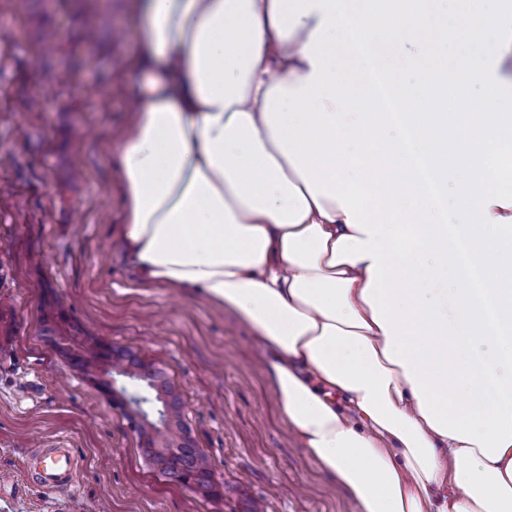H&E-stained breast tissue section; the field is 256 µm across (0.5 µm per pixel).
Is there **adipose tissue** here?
Masks as SVG:
<instances>
[{"label":"adipose tissue","mask_w":512,"mask_h":512,"mask_svg":"<svg viewBox=\"0 0 512 512\" xmlns=\"http://www.w3.org/2000/svg\"><path fill=\"white\" fill-rule=\"evenodd\" d=\"M448 36L416 80L409 48ZM119 241L229 310L357 512H512V0H140ZM377 69L434 180L417 188ZM480 96H473V89ZM442 19L430 20L421 24V40L415 44L412 52L428 63L435 55L436 37L444 35Z\"/></svg>","instance_id":"obj_1"}]
</instances>
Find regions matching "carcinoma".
<instances>
[{
	"label": "carcinoma",
	"mask_w": 512,
	"mask_h": 512,
	"mask_svg": "<svg viewBox=\"0 0 512 512\" xmlns=\"http://www.w3.org/2000/svg\"><path fill=\"white\" fill-rule=\"evenodd\" d=\"M63 355L82 378L92 377L102 359L120 374L133 381H143L149 390L164 396L163 408L168 414V425L159 438L142 444V451L156 471L163 477L199 493L204 497L216 495L214 472L209 456L199 448L190 427L184 420V402L174 392L164 372L146 364L132 351L108 345L99 358H90L86 352L75 346Z\"/></svg>",
	"instance_id": "carcinoma-1"
}]
</instances>
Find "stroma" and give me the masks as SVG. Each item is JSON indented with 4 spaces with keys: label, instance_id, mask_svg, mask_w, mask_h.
Returning <instances> with one entry per match:
<instances>
[{
    "label": "stroma",
    "instance_id": "1",
    "mask_svg": "<svg viewBox=\"0 0 512 512\" xmlns=\"http://www.w3.org/2000/svg\"><path fill=\"white\" fill-rule=\"evenodd\" d=\"M139 23L137 0H0V512H356L289 436L251 329L140 284L113 234ZM50 308L166 371L218 496L149 465L120 409L42 339ZM58 437L74 489L28 485L27 449Z\"/></svg>",
    "mask_w": 512,
    "mask_h": 512
}]
</instances>
